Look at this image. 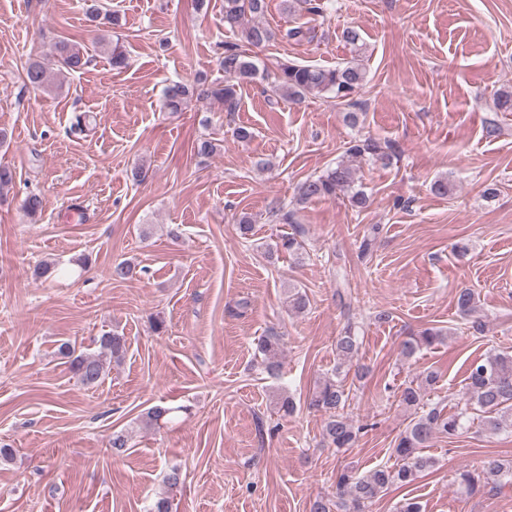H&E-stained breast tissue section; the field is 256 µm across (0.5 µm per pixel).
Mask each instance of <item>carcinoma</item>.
I'll use <instances>...</instances> for the list:
<instances>
[{"label":"carcinoma","instance_id":"cac0c4a2","mask_svg":"<svg viewBox=\"0 0 512 512\" xmlns=\"http://www.w3.org/2000/svg\"><path fill=\"white\" fill-rule=\"evenodd\" d=\"M84 15L91 22L100 25H114L115 18L103 12L101 0H82ZM266 9V0H224V25L238 29L242 40L252 46H260L275 38V33L258 21ZM109 60L113 67L127 65L126 48L120 42L109 44ZM92 62V56L79 43L62 40L54 46L53 67L34 60L26 68L28 85L34 89H48L58 86L60 77L71 72H79ZM219 66L224 72V81L206 84L200 79L192 84L176 82L167 87L162 108L166 112H180L187 101L197 97L214 98L224 104L228 112L237 106V88L250 82L260 74L257 63L235 45L224 47ZM366 78V70L359 59L352 58L334 68L300 65L293 61L278 64L274 73V92L291 101L300 102L309 96L326 95L347 101L360 89ZM346 159L337 162L316 178H309L297 187L296 201L306 203L313 199L346 194L351 202L363 206L367 202L364 191L355 189V169L353 163L366 157L375 161L390 160L388 146L381 145L371 137L354 138L346 147ZM303 241L292 234L281 238L275 244V251L292 256L301 255ZM456 307L459 314L472 320V328L482 327L478 317L475 292L464 288L456 294ZM443 340L441 331L433 328L423 330L402 344L401 356L412 359L423 348H430ZM98 349L94 353L80 354L68 342L60 344L58 353L69 362L71 371L80 383L93 388L100 385L112 363L121 362L127 352L126 337L115 332H106L96 341ZM336 369L330 376L319 381L306 404L311 410L324 415L322 438L329 447L344 453L353 447L361 428L355 426L341 413L349 393L345 380L349 374L361 378L363 372L355 363L360 349V337L355 328L347 326L336 337ZM262 356L266 371L273 374L280 370L279 361L281 339L278 336H263L256 344ZM436 381L433 372L426 374L424 381L417 384L410 381L402 387L399 401L407 408L422 405L426 388ZM481 413V423L485 430L496 434L512 430V354L498 353L483 360L474 361L468 368L465 406L453 413H445L436 407L413 417L400 434L393 454L397 463L380 466L365 475L358 476L349 469L336 474V502L331 504L321 495L309 501V512H366L369 504L383 496L393 486H404L414 482L422 473L435 466V459L425 454L430 440L437 434L457 436L467 429L470 422L469 410ZM186 408L156 405L150 408L144 422L152 427L165 420H172L176 413ZM461 486L465 493L472 494L479 488H496L502 482L512 481V460L489 456L480 469L460 474Z\"/></svg>","mask_w":512,"mask_h":512}]
</instances>
